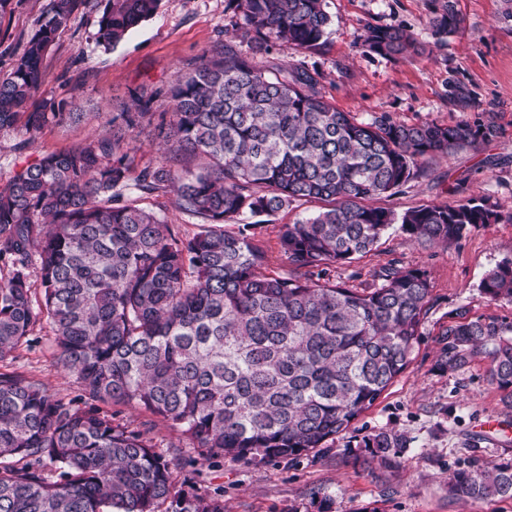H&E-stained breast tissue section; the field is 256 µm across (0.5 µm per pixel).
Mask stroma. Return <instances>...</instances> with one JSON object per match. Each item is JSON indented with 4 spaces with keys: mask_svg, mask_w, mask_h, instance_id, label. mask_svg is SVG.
Listing matches in <instances>:
<instances>
[{
    "mask_svg": "<svg viewBox=\"0 0 512 512\" xmlns=\"http://www.w3.org/2000/svg\"><path fill=\"white\" fill-rule=\"evenodd\" d=\"M47 0H13L0 19V74L7 72L33 33ZM227 0H161L156 13L131 30L112 51L95 42L102 0H82L68 27L43 61L45 94L75 98L83 117L45 128L34 140L16 132L0 133V184L43 154L66 150L94 135L111 133V119L133 109L141 91L155 95L153 109H171L168 90L205 50L233 45L244 57L265 65L306 70L317 89L338 109L361 121L385 115L406 124L448 126L490 115L499 134L490 144L433 159L425 176L382 199L381 207L403 213L424 204H456L460 195L482 196L495 206L499 221L470 229L450 246L421 247L391 228L366 256L329 267L330 280L370 288L384 267L426 270L432 283L423 336L409 367L374 406L326 446L294 460L255 467L224 459L196 460L195 449L177 428L150 427L142 410L116 407L117 419L132 429H150L158 451L191 457L178 481L198 493L223 489L226 512H512V499L458 500L448 494L452 473L471 461L480 464L512 458V444L485 437L482 424L494 418L512 429V410L487 377L486 361L462 372L436 370L440 334L457 309L469 318L493 314L512 323V303L491 302L480 288L485 274L512 258V22L501 20L502 0H456L462 18L446 43H437L427 24L428 0H324L331 24L325 43L315 51L262 50L241 15ZM405 29L428 52L390 58L369 52L368 28ZM465 85L475 108L450 101L449 86ZM318 202H295L282 210L244 216L247 232L266 253L268 269L290 267L278 239L280 225L315 215ZM32 349L16 352L15 368L39 380L51 393L73 398L81 387L57 363V350L46 324L34 331ZM380 430L405 436L401 465L356 463L362 439Z\"/></svg>",
    "mask_w": 512,
    "mask_h": 512,
    "instance_id": "35a3bbf8",
    "label": "stroma"
}]
</instances>
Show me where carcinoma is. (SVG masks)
Returning a JSON list of instances; mask_svg holds the SVG:
<instances>
[{
    "mask_svg": "<svg viewBox=\"0 0 512 512\" xmlns=\"http://www.w3.org/2000/svg\"><path fill=\"white\" fill-rule=\"evenodd\" d=\"M160 0H105L96 43L114 49L153 16ZM263 44L314 51L330 18L323 0H228ZM79 0H48L23 54L0 75V132L34 135L82 113L55 97L35 100L43 60ZM439 40L462 23L456 0H430ZM369 51L414 56L406 30L371 27ZM461 108L470 91L450 87ZM172 111L112 118V134L45 154L0 185V363L30 345L46 322L62 371L83 394L66 400L16 369L0 372V512H224L217 489L177 487V465L105 405L143 409L181 430L208 461L258 466L320 448L368 411L412 361L432 286L426 271L386 268L359 289L326 268L365 256L394 223L406 241L447 246L500 219L484 197L426 204L398 216L372 205L426 174V165L497 137L493 121L408 125L359 121L326 101L306 72L243 58L231 44L203 53L170 88ZM158 120L166 160L137 174L131 133ZM168 187L199 220L175 232L125 198ZM331 207L284 224L280 248L292 271L265 273L263 248L224 229L244 215L296 201ZM512 303V258L481 282ZM435 367L455 373L479 358L512 409V325L495 315L446 326ZM400 434L364 437L355 459L400 464ZM448 491L463 499L512 498V460L456 470Z\"/></svg>",
    "mask_w": 512,
    "mask_h": 512,
    "instance_id": "cac0c4a2",
    "label": "carcinoma"
}]
</instances>
